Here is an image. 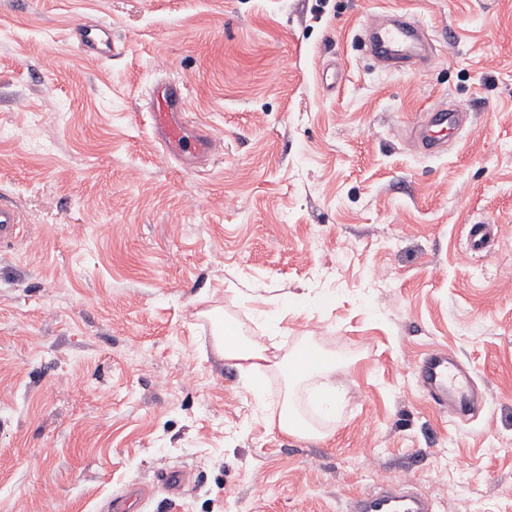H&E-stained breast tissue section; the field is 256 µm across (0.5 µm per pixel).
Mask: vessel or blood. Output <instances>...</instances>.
Wrapping results in <instances>:
<instances>
[{"label":"vessel or blood","mask_w":512,"mask_h":512,"mask_svg":"<svg viewBox=\"0 0 512 512\" xmlns=\"http://www.w3.org/2000/svg\"><path fill=\"white\" fill-rule=\"evenodd\" d=\"M363 29L366 52L380 68H397L409 61H424L429 57L430 48L421 24L408 16H397L385 22L373 13L364 22ZM77 31L80 50H95L102 55L111 52L112 38L104 23H82ZM147 110L153 134L163 153L183 167H196L219 149V142L205 125L191 127L186 124L182 82L157 83L149 94ZM466 120L467 111L459 106L439 104L427 110L416 125L422 150L429 155L441 154L447 143L432 137L431 128L454 132ZM23 227L22 211L13 202L0 198V243L17 240ZM497 232L498 227L494 224L468 225L469 251H484ZM415 371L417 383L430 402L453 418L470 415L483 402L482 395L472 384L469 370L453 353L429 352L418 361ZM144 496V491L135 487L117 490L108 499L105 512H129ZM350 512H433V507L431 501L402 484L357 495Z\"/></svg>","instance_id":"vessel-or-blood-1"}]
</instances>
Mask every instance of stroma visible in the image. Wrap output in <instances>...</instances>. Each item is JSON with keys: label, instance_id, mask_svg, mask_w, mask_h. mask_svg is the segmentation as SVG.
Wrapping results in <instances>:
<instances>
[{"label": "stroma", "instance_id": "35a3bbf8", "mask_svg": "<svg viewBox=\"0 0 512 512\" xmlns=\"http://www.w3.org/2000/svg\"><path fill=\"white\" fill-rule=\"evenodd\" d=\"M407 12L428 68H375L367 11ZM102 21L112 54L78 52ZM172 77L222 148L186 170L145 108ZM467 108L429 157L410 125ZM0 512H349L405 479L435 512H512V0H0ZM497 224L463 260L465 227ZM382 282H375L374 273ZM280 354L336 361L315 430L270 427L285 380L215 351L233 321ZM467 364L458 423L416 383L423 352ZM188 472L172 496L155 482ZM24 226L22 211L13 202L0 198V243L17 240ZM146 496V492L135 488L126 487L112 493L104 510L106 512H130L129 509Z\"/></svg>", "mask_w": 512, "mask_h": 512}]
</instances>
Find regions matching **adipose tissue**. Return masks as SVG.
<instances>
[{
	"mask_svg": "<svg viewBox=\"0 0 512 512\" xmlns=\"http://www.w3.org/2000/svg\"><path fill=\"white\" fill-rule=\"evenodd\" d=\"M218 350L224 358L237 361L246 372L259 368L260 364H270L271 368L283 374L287 389L308 386L309 397L319 412L327 417L334 416L337 393L332 377L336 363L330 357L321 354L316 361L302 364L297 358L278 356L269 345L247 338L242 326L236 323L219 332Z\"/></svg>",
	"mask_w": 512,
	"mask_h": 512,
	"instance_id": "1",
	"label": "adipose tissue"
}]
</instances>
